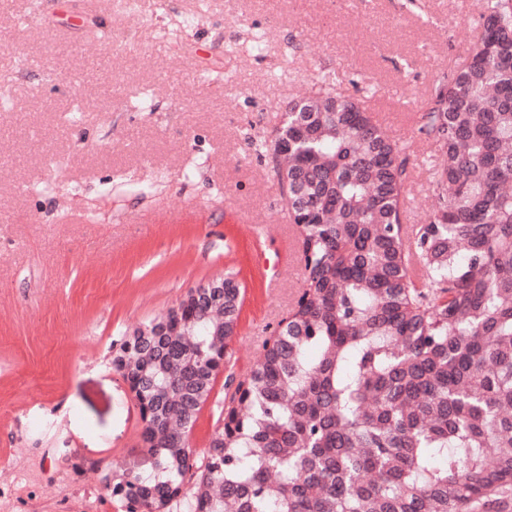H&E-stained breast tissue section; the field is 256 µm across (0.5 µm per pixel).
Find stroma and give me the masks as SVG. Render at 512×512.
<instances>
[{
	"mask_svg": "<svg viewBox=\"0 0 512 512\" xmlns=\"http://www.w3.org/2000/svg\"><path fill=\"white\" fill-rule=\"evenodd\" d=\"M480 0H0V462L46 451L37 497L131 466L139 405L113 344L190 290L244 287L189 436L208 447L304 263L261 143L330 74L409 159V224L439 153L420 108L482 30ZM50 419L37 429L38 419Z\"/></svg>",
	"mask_w": 512,
	"mask_h": 512,
	"instance_id": "stroma-1",
	"label": "stroma"
}]
</instances>
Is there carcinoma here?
I'll list each match as a JSON object with an SVG mask.
<instances>
[{
  "mask_svg": "<svg viewBox=\"0 0 512 512\" xmlns=\"http://www.w3.org/2000/svg\"><path fill=\"white\" fill-rule=\"evenodd\" d=\"M440 84L418 132L438 145V203L404 228L407 159L324 74L288 102L269 164L297 225L304 284L208 448L189 434L224 346L204 310L120 340L150 411L139 466L112 476L125 512H512V0ZM288 130V157L277 144Z\"/></svg>",
  "mask_w": 512,
  "mask_h": 512,
  "instance_id": "cac0c4a2",
  "label": "carcinoma"
}]
</instances>
